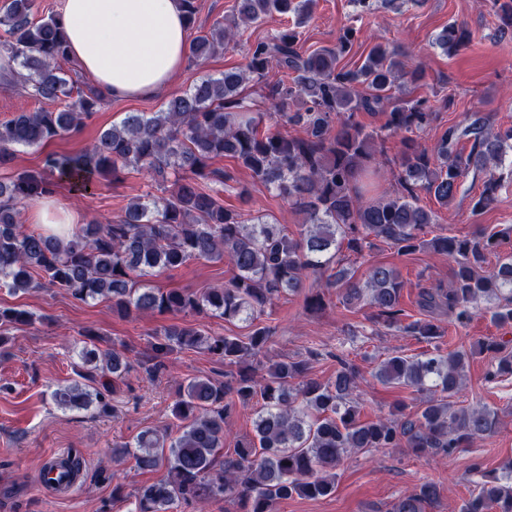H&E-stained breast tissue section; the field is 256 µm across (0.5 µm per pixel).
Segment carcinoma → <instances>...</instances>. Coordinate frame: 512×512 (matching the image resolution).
<instances>
[{"label": "carcinoma", "instance_id": "1", "mask_svg": "<svg viewBox=\"0 0 512 512\" xmlns=\"http://www.w3.org/2000/svg\"><path fill=\"white\" fill-rule=\"evenodd\" d=\"M492 2L500 37L506 38L512 35V0ZM313 3L238 0L237 19L194 36L189 55L203 62L240 36L242 28L275 15H292L302 25ZM34 6V0H5L0 25L9 40L0 51L17 62L31 98L60 108L20 110L0 120L1 166L17 147L43 146L76 129L108 97L97 85L80 88L78 69L61 66L72 59L60 15L38 20ZM356 36L348 26L336 46L303 54L298 32L283 28L253 43L243 67L203 77L157 112L128 114L96 145L75 154H49L43 169L0 182L1 291L27 293L48 285L84 303L106 299L119 316L209 314L249 327L245 336H210L191 324H172L154 332L148 352L134 360L116 348L100 349L93 343L98 332L85 329L90 343L77 350L81 381L50 392L64 410L108 414L110 396L132 365L157 377L176 352L204 349L236 368L222 382L195 377L179 384L171 409L177 437L146 427L132 440L113 445L115 465L131 457L141 470L168 468L165 480L137 490L134 512H171L181 502L222 497L241 501L244 512H275L279 502L294 496L332 495L336 469L355 453L405 448L418 458L447 455L498 426L497 411L486 406L455 408L442 396L426 395L431 389L455 394L467 360L458 352L443 354L437 345L418 356L391 355L370 372L384 385H405L421 394L413 406L401 403L389 417L371 421L361 419L355 399L365 375L347 358L336 356V373L327 381L312 375L320 356L315 348L304 357L271 359L262 373L248 363L267 349L273 330L259 319L282 295L303 291L309 311L325 309L324 292L304 291L310 278L336 289L347 307L368 304L374 325L428 343L444 336L443 315L457 328L467 327L480 311L497 326H512V249L496 268L484 269L486 254L512 234L480 230L470 238L442 233L427 239L424 229L434 220L419 205L421 192L448 205L472 171L488 174L473 210L491 205L499 185L496 170L512 151V126L496 129L478 117L448 127L430 148L420 145L413 134L431 126L437 113L429 99L406 97L400 80L418 83L425 68H408L405 51L379 43L361 65H340ZM469 38L465 28L452 24L434 44L448 52ZM274 64L286 78L266 86L262 112L241 96V88L263 83ZM361 112L382 114L385 122L368 131L358 120ZM288 126L303 135L288 134ZM384 132L403 135L404 150L389 169L377 149ZM463 140L470 143L467 152L460 147ZM224 156L304 215L297 236L265 214L220 203L216 187L228 185L232 177L213 161ZM130 168L163 184L170 174L174 180L161 196L148 193L131 200L117 221L92 219L66 241L25 229V205L53 194L58 182L86 192L95 179L117 180ZM378 242L404 254L432 251L453 263L450 285L439 281L420 289L424 317L406 321L400 305L403 281L395 267L373 264L361 282L342 265L343 252L361 256ZM226 257L235 273L222 287L193 294L151 284L156 272L176 271L194 259ZM32 321L25 309L1 307L0 346L5 331ZM480 351L494 354L489 380L512 376V351L496 341L481 343ZM255 399L261 406L253 436L242 440L234 455L222 456L227 418ZM439 496V487L424 481L400 496L391 512H427ZM459 512H512V459L502 464L500 474H482Z\"/></svg>", "mask_w": 512, "mask_h": 512}]
</instances>
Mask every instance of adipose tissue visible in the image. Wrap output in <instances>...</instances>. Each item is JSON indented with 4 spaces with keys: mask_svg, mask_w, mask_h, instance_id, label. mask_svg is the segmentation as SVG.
Returning <instances> with one entry per match:
<instances>
[{
    "mask_svg": "<svg viewBox=\"0 0 512 512\" xmlns=\"http://www.w3.org/2000/svg\"><path fill=\"white\" fill-rule=\"evenodd\" d=\"M61 23L71 57L115 98L161 94L183 72L181 0H64Z\"/></svg>",
    "mask_w": 512,
    "mask_h": 512,
    "instance_id": "ef3b65f1",
    "label": "adipose tissue"
}]
</instances>
